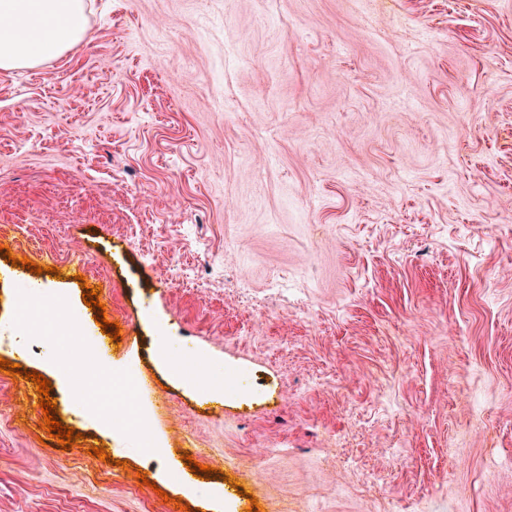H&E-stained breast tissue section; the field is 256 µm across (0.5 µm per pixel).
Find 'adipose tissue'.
Returning <instances> with one entry per match:
<instances>
[{"mask_svg":"<svg viewBox=\"0 0 512 512\" xmlns=\"http://www.w3.org/2000/svg\"><path fill=\"white\" fill-rule=\"evenodd\" d=\"M88 35L83 0H0V69L32 67Z\"/></svg>","mask_w":512,"mask_h":512,"instance_id":"1","label":"adipose tissue"}]
</instances>
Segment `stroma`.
Listing matches in <instances>:
<instances>
[{"instance_id": "stroma-1", "label": "stroma", "mask_w": 512, "mask_h": 512, "mask_svg": "<svg viewBox=\"0 0 512 512\" xmlns=\"http://www.w3.org/2000/svg\"><path fill=\"white\" fill-rule=\"evenodd\" d=\"M84 7L0 71V246L44 268L0 322L65 302L0 357L81 435L0 371V512H512V0ZM86 284L121 335L84 385L146 377L147 440L69 399Z\"/></svg>"}]
</instances>
